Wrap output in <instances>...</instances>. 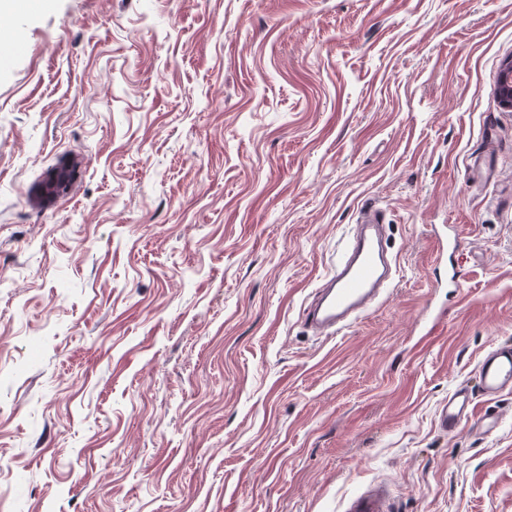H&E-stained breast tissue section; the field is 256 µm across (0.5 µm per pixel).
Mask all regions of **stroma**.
<instances>
[{
  "instance_id": "1",
  "label": "stroma",
  "mask_w": 512,
  "mask_h": 512,
  "mask_svg": "<svg viewBox=\"0 0 512 512\" xmlns=\"http://www.w3.org/2000/svg\"><path fill=\"white\" fill-rule=\"evenodd\" d=\"M0 512H512V0H44L0 19ZM400 273L302 312L360 209ZM479 394L495 398L512 390V344L492 347L478 369ZM474 421L477 429L484 434L493 433L500 422L498 412L483 414L478 412L476 396L468 388L456 389L449 394L448 402H445L439 411V424L441 429L448 434H453L466 423Z\"/></svg>"
}]
</instances>
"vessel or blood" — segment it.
Returning <instances> with one entry per match:
<instances>
[{
  "mask_svg": "<svg viewBox=\"0 0 512 512\" xmlns=\"http://www.w3.org/2000/svg\"><path fill=\"white\" fill-rule=\"evenodd\" d=\"M383 219L374 205H366L352 240L332 271V284L318 292L307 306L304 321L318 335H332L347 326L352 315L365 310L392 278L386 256ZM478 391L456 389L439 411V424L448 434L466 423H475L482 433H493L499 414L479 413L477 396L495 398L512 390V344L492 347L478 369Z\"/></svg>",
  "mask_w": 512,
  "mask_h": 512,
  "instance_id": "b4317fda",
  "label": "vessel or blood"
}]
</instances>
